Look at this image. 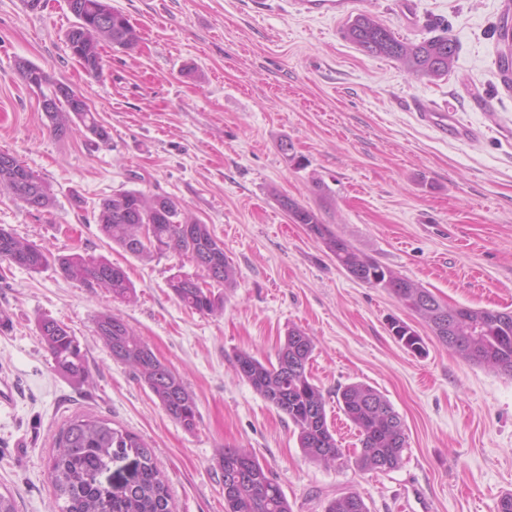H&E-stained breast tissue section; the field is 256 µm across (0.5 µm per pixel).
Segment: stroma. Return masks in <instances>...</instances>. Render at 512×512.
<instances>
[{
	"mask_svg": "<svg viewBox=\"0 0 512 512\" xmlns=\"http://www.w3.org/2000/svg\"><path fill=\"white\" fill-rule=\"evenodd\" d=\"M136 28L133 49L104 45L100 77L71 54L66 0H0V152L51 187L27 211L0 189V227L49 249L119 265L135 297L113 298L0 261V375L14 387L0 408V492L18 512H57L48 461L55 435L92 413L141 436L166 478L175 512H224L220 449L243 448L270 471L293 512H324L343 493L369 512H497L512 492V376L461 358L381 288L337 266L285 195L399 275L449 306L512 311V91L501 82L497 27L505 0H360L399 39L447 25L459 51L448 75L416 80L401 63L345 40V16L298 12L292 0H111ZM46 70L88 100L110 138L81 125L46 126L17 61ZM453 111L472 138L443 135L414 105ZM135 190L169 197L209 226L236 269L222 314L184 307L169 283L199 276L174 252L142 260L112 249L98 206ZM120 315L194 395L185 430L98 340L95 320ZM54 318L78 337L91 380L53 368L37 324ZM425 341L417 356L390 318ZM313 337L311 377L343 459L308 461L287 415L240 377V352L274 358L289 327ZM363 382L405 424L400 465L362 472L354 426L336 391Z\"/></svg>",
	"mask_w": 512,
	"mask_h": 512,
	"instance_id": "obj_1",
	"label": "stroma"
}]
</instances>
